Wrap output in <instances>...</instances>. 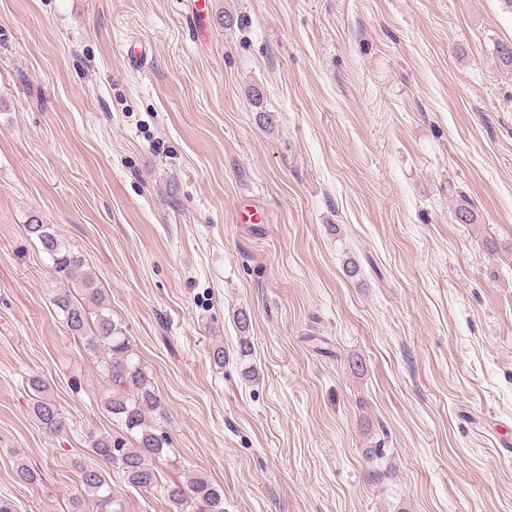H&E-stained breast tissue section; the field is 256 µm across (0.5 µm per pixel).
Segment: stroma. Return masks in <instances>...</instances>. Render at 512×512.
I'll use <instances>...</instances> for the list:
<instances>
[{"label":"stroma","instance_id":"obj_1","mask_svg":"<svg viewBox=\"0 0 512 512\" xmlns=\"http://www.w3.org/2000/svg\"><path fill=\"white\" fill-rule=\"evenodd\" d=\"M211 4L199 40L193 0H0V496L69 512L116 431L36 216L163 401L160 482L205 474L224 512H512V13ZM27 384L35 395L32 398L33 414L42 427L50 434L63 432L67 426V418L50 396L47 384L39 377H32Z\"/></svg>","mask_w":512,"mask_h":512}]
</instances>
